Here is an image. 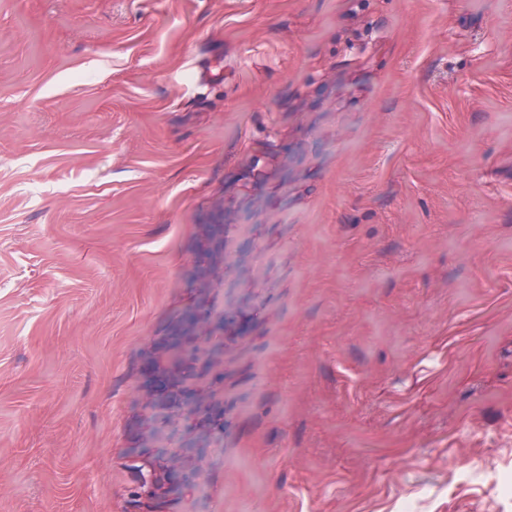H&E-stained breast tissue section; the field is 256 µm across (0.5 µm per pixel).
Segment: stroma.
<instances>
[{
    "label": "stroma",
    "mask_w": 512,
    "mask_h": 512,
    "mask_svg": "<svg viewBox=\"0 0 512 512\" xmlns=\"http://www.w3.org/2000/svg\"><path fill=\"white\" fill-rule=\"evenodd\" d=\"M151 446L162 512H512V0H0V512ZM198 474L195 470L171 471L168 474H164L159 484H157L155 482V474L150 468L149 479L143 474L141 477L144 487L140 492V500L144 505L145 512H158L154 493H158L163 498L179 495L186 486L196 480Z\"/></svg>",
    "instance_id": "obj_1"
}]
</instances>
